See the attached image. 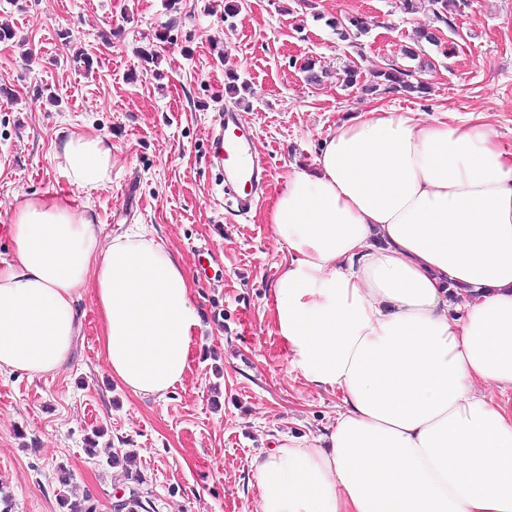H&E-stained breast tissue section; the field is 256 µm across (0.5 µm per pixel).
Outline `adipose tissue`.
<instances>
[{
  "label": "adipose tissue",
  "mask_w": 512,
  "mask_h": 512,
  "mask_svg": "<svg viewBox=\"0 0 512 512\" xmlns=\"http://www.w3.org/2000/svg\"><path fill=\"white\" fill-rule=\"evenodd\" d=\"M65 174L110 181L104 139L69 134ZM269 222L288 259L268 307L292 370L341 406L323 435L251 461L258 512H512V148L481 118L376 107L295 168ZM0 259V371L58 373L91 295L112 377L183 382L191 282L143 234L103 241L87 211L28 200Z\"/></svg>",
  "instance_id": "adipose-tissue-1"
}]
</instances>
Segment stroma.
Listing matches in <instances>:
<instances>
[{
  "label": "stroma",
  "mask_w": 512,
  "mask_h": 512,
  "mask_svg": "<svg viewBox=\"0 0 512 512\" xmlns=\"http://www.w3.org/2000/svg\"><path fill=\"white\" fill-rule=\"evenodd\" d=\"M0 0V258L8 229L33 196L61 195L88 209L101 239L143 232L181 261L202 309L190 368L167 396L138 397L114 381L101 354L91 297L78 304L81 332L65 369L0 373V495L11 512H60L62 472L76 495L111 512L120 485L108 464L134 451L151 512H256L250 460L278 434L313 438L336 416L337 399L311 389L282 351L267 301L286 257L268 222L295 167L312 166L322 141L378 105L459 123L483 114L512 147V0H462L450 27L429 5L401 0ZM362 17L350 44L332 20ZM168 28L156 62L138 48ZM442 30L418 58L404 55L418 30ZM68 38H61V31ZM92 66H85V59ZM317 60L327 75L307 82ZM393 66L426 93L346 87ZM247 81L242 98L225 74ZM251 122L269 179L246 216L229 207L208 161L215 116ZM100 136L112 149L102 188L72 186L57 134Z\"/></svg>",
  "instance_id": "1"
}]
</instances>
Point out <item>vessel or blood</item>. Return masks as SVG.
I'll use <instances>...</instances> for the list:
<instances>
[{
  "mask_svg": "<svg viewBox=\"0 0 512 512\" xmlns=\"http://www.w3.org/2000/svg\"><path fill=\"white\" fill-rule=\"evenodd\" d=\"M210 158L224 173L225 189L235 194L237 213H248L260 197L268 168L255 150L251 127L239 112L227 111L218 118L210 137Z\"/></svg>",
  "mask_w": 512,
  "mask_h": 512,
  "instance_id": "obj_1",
  "label": "vessel or blood"
}]
</instances>
